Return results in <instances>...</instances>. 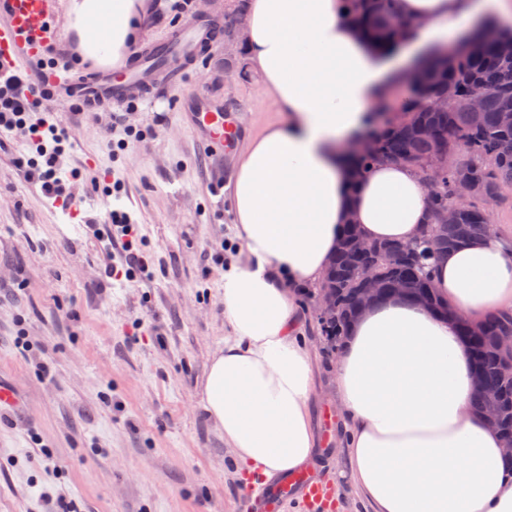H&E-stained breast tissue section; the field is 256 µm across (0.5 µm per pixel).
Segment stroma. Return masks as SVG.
<instances>
[{"mask_svg": "<svg viewBox=\"0 0 512 512\" xmlns=\"http://www.w3.org/2000/svg\"><path fill=\"white\" fill-rule=\"evenodd\" d=\"M49 24L52 56L71 77L95 66L73 63L77 40L68 2L56 0ZM141 44L180 27L175 0H148ZM224 40L206 47L180 84L160 82L153 104L94 116L62 110L75 144L61 159L71 207L48 198L18 162L31 150L7 136L0 150V380L22 394L26 413L0 418V512H47L50 499L76 501L80 512H241L251 494L224 434L209 419L202 384L223 347L224 266L235 215L231 184L248 142L276 112L253 72L226 69ZM199 93L239 128L232 149L213 148L180 117V101ZM143 134L126 150L125 129ZM120 181V201L94 192L97 180ZM129 211L154 257L148 272L101 282L109 261L94 227L113 205ZM315 350L313 425L321 448L313 469L327 494L322 506L293 500L282 512H371L351 485L336 446V354L319 335L313 303L298 310ZM26 337L30 351L15 344ZM52 380H44L42 367ZM52 456L57 472L46 469Z\"/></svg>", "mask_w": 512, "mask_h": 512, "instance_id": "1", "label": "stroma"}]
</instances>
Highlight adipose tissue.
<instances>
[{
  "label": "adipose tissue",
  "instance_id": "1",
  "mask_svg": "<svg viewBox=\"0 0 512 512\" xmlns=\"http://www.w3.org/2000/svg\"><path fill=\"white\" fill-rule=\"evenodd\" d=\"M411 21L397 50L349 25L348 0H249L251 69L283 120L266 124L232 185L245 259L224 272V346L211 357L204 409L248 480L310 464L313 365L296 317L299 289L318 287L346 224L404 242L429 223V195L409 166L382 162L352 182L346 150L373 125L370 105L415 64L425 42L484 20L507 0H397ZM83 61L116 67L143 25L141 0H70ZM439 315L401 295L376 301L336 358V403L352 479L374 512H512L503 440L473 406L471 349L457 318L512 312V240L496 234L433 261Z\"/></svg>",
  "mask_w": 512,
  "mask_h": 512
}]
</instances>
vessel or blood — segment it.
Instances as JSON below:
<instances>
[{
	"instance_id": "obj_1",
	"label": "vessel or blood",
	"mask_w": 512,
	"mask_h": 512,
	"mask_svg": "<svg viewBox=\"0 0 512 512\" xmlns=\"http://www.w3.org/2000/svg\"><path fill=\"white\" fill-rule=\"evenodd\" d=\"M51 0H7L10 16L8 26L0 27V62L13 65L17 60L32 56L47 42V20ZM216 31L205 21L194 20L170 38L146 48L129 67L96 73L80 83H68L62 71H54L50 84L65 88L67 94L86 103L111 101L123 107L136 98H148L151 83L160 72H167L171 82L183 76L182 64L198 60L204 47L212 43ZM192 126L204 129L212 147L222 146L227 125L223 113L199 110L189 115ZM300 494L312 500L322 499L326 490L319 480L297 475L265 486L249 498L244 512H278L281 499Z\"/></svg>"
}]
</instances>
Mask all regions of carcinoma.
Listing matches in <instances>:
<instances>
[{"instance_id": "cac0c4a2", "label": "carcinoma", "mask_w": 512, "mask_h": 512, "mask_svg": "<svg viewBox=\"0 0 512 512\" xmlns=\"http://www.w3.org/2000/svg\"><path fill=\"white\" fill-rule=\"evenodd\" d=\"M350 24L377 47L389 48L406 30V23L396 13V0H356L349 12ZM478 27L448 51L446 57L423 61L421 81L410 86L408 96L396 106L389 91L374 102L378 121L367 138L368 151L349 154L350 175L360 177L379 161L415 167L430 182L432 223L442 225L438 234L422 240L418 258L394 267L377 263L382 273L381 297L390 295L392 285L404 284L408 298L428 304L431 310L446 306L433 288L425 261L448 250L470 244L490 232V204L505 200L504 190L512 189V125L502 122L505 112H512V29L499 30L500 40H482ZM486 88L474 111L460 108L458 99L472 86ZM463 142L458 150L445 156L441 172L433 176L426 163L434 155L444 134ZM469 187L467 202L457 207L448 222L443 215L453 204L463 186ZM364 263L345 240L336 249V264L328 274L338 284L334 321L318 322L325 336H345L359 310L351 272ZM460 335L470 345L476 368L484 375L475 408L489 414L486 395L497 397L495 406L498 432L512 439V372L505 365L512 355L502 350L499 338L512 335V313L492 316L474 333L470 323H458Z\"/></svg>"}]
</instances>
